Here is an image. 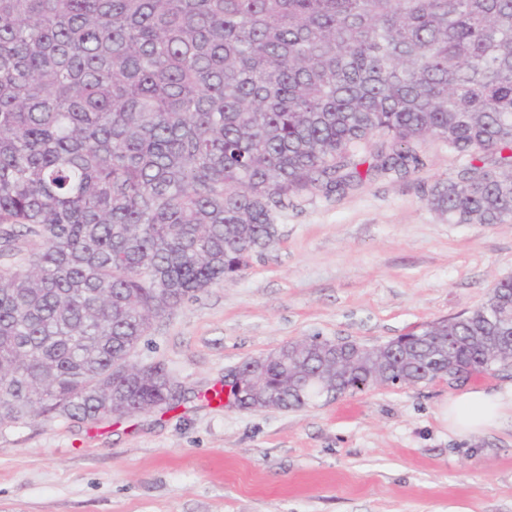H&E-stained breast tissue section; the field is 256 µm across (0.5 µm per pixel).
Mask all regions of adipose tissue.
I'll return each mask as SVG.
<instances>
[{
  "mask_svg": "<svg viewBox=\"0 0 512 512\" xmlns=\"http://www.w3.org/2000/svg\"><path fill=\"white\" fill-rule=\"evenodd\" d=\"M504 415L502 393L468 388L448 398V428L467 435L499 425Z\"/></svg>",
  "mask_w": 512,
  "mask_h": 512,
  "instance_id": "obj_1",
  "label": "adipose tissue"
}]
</instances>
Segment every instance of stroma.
Masks as SVG:
<instances>
[{"mask_svg":"<svg viewBox=\"0 0 512 512\" xmlns=\"http://www.w3.org/2000/svg\"><path fill=\"white\" fill-rule=\"evenodd\" d=\"M405 174L305 193L232 282L156 320L134 355L179 383L172 408L0 430V512H512V422L449 431L464 382L372 386L303 409L204 396L243 361L310 338L385 343L480 306L512 276V224H451L426 203L463 158L434 140Z\"/></svg>","mask_w":512,"mask_h":512,"instance_id":"obj_1","label":"stroma"}]
</instances>
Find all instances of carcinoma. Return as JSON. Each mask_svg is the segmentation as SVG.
Returning <instances> with one entry per match:
<instances>
[{
	"label": "carcinoma",
	"instance_id": "obj_1",
	"mask_svg": "<svg viewBox=\"0 0 512 512\" xmlns=\"http://www.w3.org/2000/svg\"><path fill=\"white\" fill-rule=\"evenodd\" d=\"M430 140L468 162L427 205L512 224V0H0V429L172 406L132 360L154 322L238 276L295 196ZM504 299L512 277L371 356L282 345L235 407L509 367Z\"/></svg>",
	"mask_w": 512,
	"mask_h": 512
}]
</instances>
